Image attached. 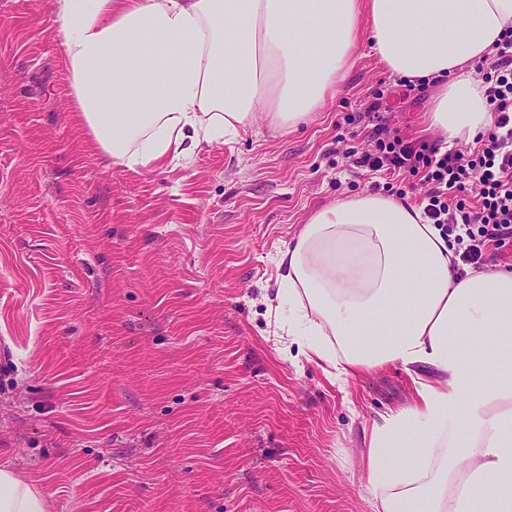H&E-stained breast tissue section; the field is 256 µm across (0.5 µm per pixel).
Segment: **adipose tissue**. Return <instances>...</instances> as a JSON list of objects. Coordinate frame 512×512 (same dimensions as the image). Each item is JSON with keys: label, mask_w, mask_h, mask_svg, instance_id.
<instances>
[{"label": "adipose tissue", "mask_w": 512, "mask_h": 512, "mask_svg": "<svg viewBox=\"0 0 512 512\" xmlns=\"http://www.w3.org/2000/svg\"><path fill=\"white\" fill-rule=\"evenodd\" d=\"M76 112L132 170L288 132L334 97L362 31L393 74L438 83L430 124L468 141L494 114L473 77L512 0H55ZM409 201L371 192L317 211L277 258L288 340L331 381L402 365L412 403L364 436L373 512H512V269L461 270ZM406 456H399V449ZM0 468V512H49Z\"/></svg>", "instance_id": "1"}]
</instances>
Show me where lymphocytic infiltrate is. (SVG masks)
I'll list each match as a JSON object with an SVG mask.
<instances>
[{
  "mask_svg": "<svg viewBox=\"0 0 512 512\" xmlns=\"http://www.w3.org/2000/svg\"><path fill=\"white\" fill-rule=\"evenodd\" d=\"M480 76L495 122L470 155L416 147L378 124L370 132L375 153L356 160L376 172L419 176L429 187L425 217L443 235H455L461 260L470 264L512 243V34Z\"/></svg>",
  "mask_w": 512,
  "mask_h": 512,
  "instance_id": "1",
  "label": "lymphocytic infiltrate"
}]
</instances>
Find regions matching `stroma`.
I'll list each match as a JSON object with an SVG mask.
<instances>
[{
  "label": "stroma",
  "instance_id": "1",
  "mask_svg": "<svg viewBox=\"0 0 512 512\" xmlns=\"http://www.w3.org/2000/svg\"><path fill=\"white\" fill-rule=\"evenodd\" d=\"M54 0H0V467L51 512H372L363 431L406 405L398 365L346 388L265 302L324 206L417 177L354 168L370 104L438 142L368 42L334 98L282 134L134 171L72 109Z\"/></svg>",
  "mask_w": 512,
  "mask_h": 512
}]
</instances>
